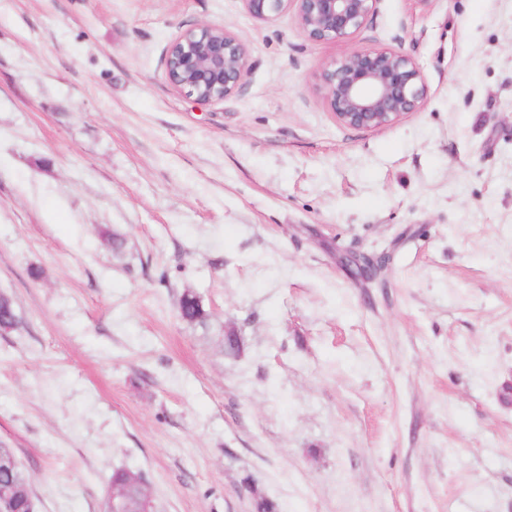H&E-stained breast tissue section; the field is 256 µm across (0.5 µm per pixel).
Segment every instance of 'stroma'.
Returning <instances> with one entry per match:
<instances>
[{
    "mask_svg": "<svg viewBox=\"0 0 512 512\" xmlns=\"http://www.w3.org/2000/svg\"><path fill=\"white\" fill-rule=\"evenodd\" d=\"M201 25L250 54L220 103L165 76ZM357 48L411 55L421 110L336 123L316 76ZM0 293L35 512H105L118 468L152 512H512V0H380L336 42L242 0H0ZM197 294L185 291L179 299L178 314L186 322L203 323L206 319V312L202 302L198 300Z\"/></svg>",
    "mask_w": 512,
    "mask_h": 512,
    "instance_id": "35a3bbf8",
    "label": "stroma"
}]
</instances>
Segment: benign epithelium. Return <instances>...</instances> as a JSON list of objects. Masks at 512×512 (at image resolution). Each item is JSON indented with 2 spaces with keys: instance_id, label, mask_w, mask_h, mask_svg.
Instances as JSON below:
<instances>
[{
  "instance_id": "obj_1",
  "label": "benign epithelium",
  "mask_w": 512,
  "mask_h": 512,
  "mask_svg": "<svg viewBox=\"0 0 512 512\" xmlns=\"http://www.w3.org/2000/svg\"><path fill=\"white\" fill-rule=\"evenodd\" d=\"M255 19L292 11L313 42L353 38L379 0H242ZM165 74L171 86L198 102L216 103L238 92L249 71V53L224 26L182 30L169 43ZM328 110L342 126L373 131L417 112L428 94L423 72L408 54L394 49H355L317 76Z\"/></svg>"
}]
</instances>
